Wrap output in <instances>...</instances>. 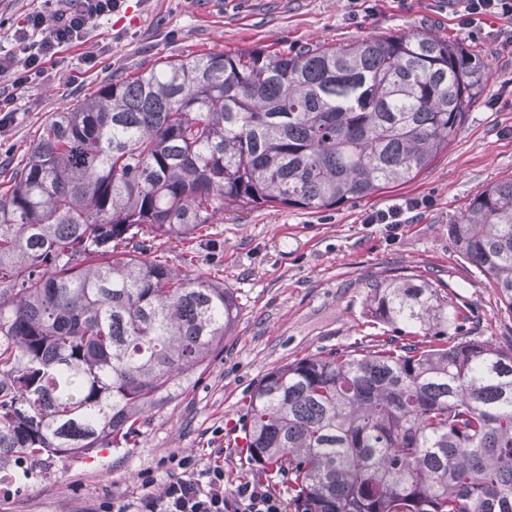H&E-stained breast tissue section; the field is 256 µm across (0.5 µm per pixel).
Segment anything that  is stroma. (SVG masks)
Returning <instances> with one entry per match:
<instances>
[{
	"instance_id": "1",
	"label": "stroma",
	"mask_w": 512,
	"mask_h": 512,
	"mask_svg": "<svg viewBox=\"0 0 512 512\" xmlns=\"http://www.w3.org/2000/svg\"><path fill=\"white\" fill-rule=\"evenodd\" d=\"M43 0H0V52ZM348 0H124L122 13L88 34L99 60L65 51L37 84L14 89L0 76V94L15 95L17 120L0 133V171L22 160L44 121L104 83L165 58L258 47L287 52L299 46H343L380 34L428 31L463 43L483 64L484 91L470 107L448 149L414 180L330 211L258 206L225 208L198 240L161 242L177 268L222 279L234 292L238 318L223 350L136 425L127 444L90 457L43 466L40 474L9 465L0 480V512H92L135 502L144 479L162 485L164 458L191 455L208 462L224 451V488L260 483L290 500L288 477L258 470L242 444L249 397L273 368L317 353L347 352L377 338H408L368 315L372 284L396 276L427 281L460 309L456 334L512 348V314L497 289L457 252L449 224L493 182L512 180V44L499 32L506 20L461 31L446 0H377L374 15L348 18ZM428 196L430 209L391 226L368 224L367 212L405 197Z\"/></svg>"
}]
</instances>
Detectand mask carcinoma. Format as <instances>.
Returning a JSON list of instances; mask_svg holds the SVG:
<instances>
[{"label":"carcinoma","mask_w":512,"mask_h":512,"mask_svg":"<svg viewBox=\"0 0 512 512\" xmlns=\"http://www.w3.org/2000/svg\"><path fill=\"white\" fill-rule=\"evenodd\" d=\"M482 91L463 44L426 32L287 53L158 61L53 113L0 192V468L118 447L224 348V281L172 267L227 206L333 210L412 181ZM512 313V180L448 225ZM377 339L269 372L247 452L294 512H512V349L448 336V300L403 277Z\"/></svg>","instance_id":"carcinoma-1"}]
</instances>
